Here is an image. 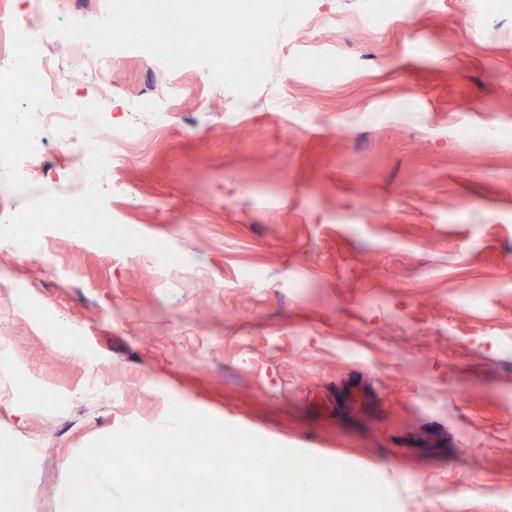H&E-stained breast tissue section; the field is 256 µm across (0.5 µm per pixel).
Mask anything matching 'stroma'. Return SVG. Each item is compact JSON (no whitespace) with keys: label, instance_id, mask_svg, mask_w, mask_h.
<instances>
[{"label":"stroma","instance_id":"1","mask_svg":"<svg viewBox=\"0 0 512 512\" xmlns=\"http://www.w3.org/2000/svg\"><path fill=\"white\" fill-rule=\"evenodd\" d=\"M502 0H314L247 95L186 66L162 137L102 204L137 250L35 227L0 238V512H65L77 455L171 404L374 476L393 512H512V10ZM345 25L326 23L328 15ZM338 57L335 83L297 57ZM0 57V103L41 128ZM104 123L150 127L158 63L121 50ZM283 86V95L272 92ZM488 126L490 143L458 132ZM17 181L0 221L78 193L74 161ZM178 259L164 275L146 255ZM52 252L45 265L42 252Z\"/></svg>","mask_w":512,"mask_h":512}]
</instances>
